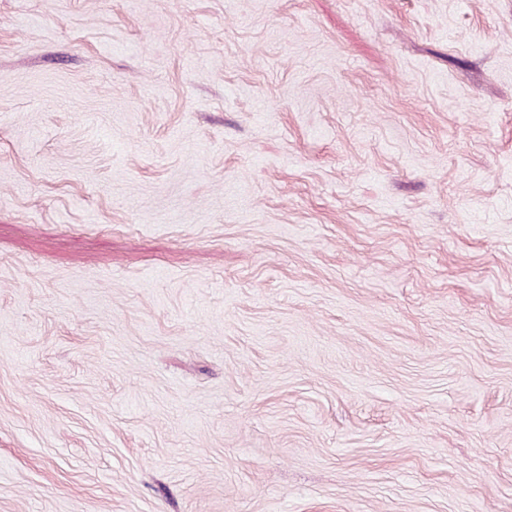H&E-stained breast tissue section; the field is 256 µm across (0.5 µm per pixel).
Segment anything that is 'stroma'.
Wrapping results in <instances>:
<instances>
[{"label":"stroma","instance_id":"obj_1","mask_svg":"<svg viewBox=\"0 0 512 512\" xmlns=\"http://www.w3.org/2000/svg\"><path fill=\"white\" fill-rule=\"evenodd\" d=\"M0 512H512V0H0Z\"/></svg>","mask_w":512,"mask_h":512}]
</instances>
